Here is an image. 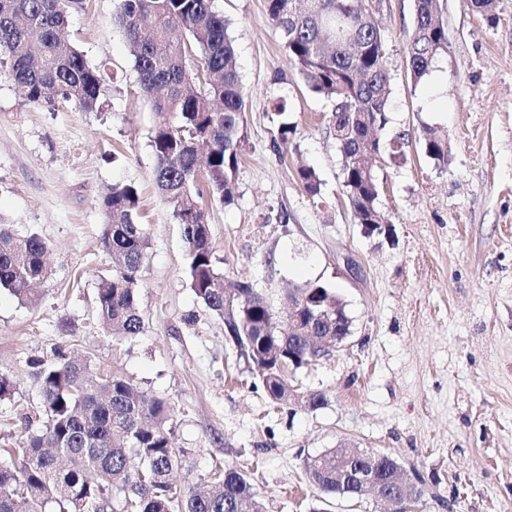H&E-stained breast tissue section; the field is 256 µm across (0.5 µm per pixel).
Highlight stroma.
<instances>
[{"label":"stroma","instance_id":"stroma-1","mask_svg":"<svg viewBox=\"0 0 512 512\" xmlns=\"http://www.w3.org/2000/svg\"><path fill=\"white\" fill-rule=\"evenodd\" d=\"M116 0H84L68 36L110 77L94 111L30 103L0 66V221L50 247L52 273L25 304L0 289V445L37 420L40 365L65 354L116 371L170 408L173 482L202 489L217 467L243 474L265 512H382L372 497L337 499L310 483L306 457L343 445L397 459L426 481L418 512H512V0L492 18L441 0L448 52L419 83L404 67L413 0H378L391 72L384 139L402 157L379 166V209L395 236L363 233L342 183L335 104L293 68L267 0H214L231 21L248 94L247 145L233 204L202 196L214 263L275 311L309 283L336 288L352 319L345 347L297 370L316 409L273 404L253 367L197 297L172 205L156 188L144 96ZM296 132L280 143L274 100ZM448 132V161L426 157L423 126ZM313 167L321 192L301 186ZM117 183L140 196L146 249L137 297L144 330L99 323L97 288L112 274L101 200Z\"/></svg>","mask_w":512,"mask_h":512}]
</instances>
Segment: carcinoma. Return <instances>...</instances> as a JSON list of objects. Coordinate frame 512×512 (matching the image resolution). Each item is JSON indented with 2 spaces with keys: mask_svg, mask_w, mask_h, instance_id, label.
Masks as SVG:
<instances>
[{
  "mask_svg": "<svg viewBox=\"0 0 512 512\" xmlns=\"http://www.w3.org/2000/svg\"><path fill=\"white\" fill-rule=\"evenodd\" d=\"M214 0H117L115 19L123 29L141 89L162 120L151 147L155 180L182 225L189 252L191 288L224 320V332L252 362L267 396L288 403L278 361L288 355L311 361L305 331L288 333L251 284L224 287L213 260L206 211L195 185L199 149H207L208 196L235 201L239 162L247 143L246 93L241 85L229 22ZM77 0H0V64L34 104L96 108L108 63L93 65L67 38L68 10ZM440 0H414L405 67L414 82L428 75L448 52ZM267 15L308 88L335 101L331 124L342 155L343 186L359 224H388L378 209L375 156L388 124L391 74L377 12L366 0H267ZM199 59L204 77L187 62ZM278 138L294 133L285 99L273 104ZM174 113L178 123L166 116ZM426 155L448 162V135L435 127L422 133ZM299 180L312 196L320 192L316 171L303 166ZM103 247L114 258L112 277L98 287V316L112 336L132 337L144 327L137 286L147 237L138 222L139 197L132 184H117L102 201ZM47 243L20 236L0 222V288L33 303L34 282L50 275ZM317 305L305 310L304 326L318 336H336L335 289L309 283ZM229 310H224L225 303ZM42 426L7 450L20 464H0V512H265L243 475L230 471L203 494L186 495L170 480L175 462L167 403L138 392L122 376L91 374L87 366L62 359L36 372ZM139 466L130 464L131 457ZM311 483L336 498L359 496L356 478L336 479V455L306 459Z\"/></svg>",
  "mask_w": 512,
  "mask_h": 512,
  "instance_id": "carcinoma-1",
  "label": "carcinoma"
}]
</instances>
